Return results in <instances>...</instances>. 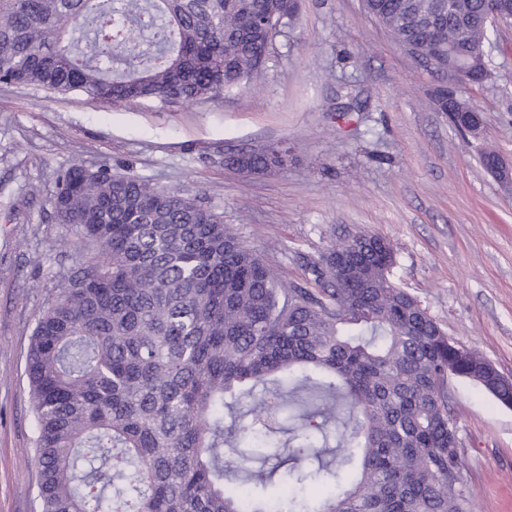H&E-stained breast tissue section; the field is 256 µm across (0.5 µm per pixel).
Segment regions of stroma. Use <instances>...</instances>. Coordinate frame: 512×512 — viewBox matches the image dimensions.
Returning <instances> with one entry per match:
<instances>
[{
    "label": "stroma",
    "mask_w": 512,
    "mask_h": 512,
    "mask_svg": "<svg viewBox=\"0 0 512 512\" xmlns=\"http://www.w3.org/2000/svg\"><path fill=\"white\" fill-rule=\"evenodd\" d=\"M490 38L486 80L461 92L482 114L478 139L438 110L443 78L363 0H297L250 82L188 107L0 83V512H39L26 356L70 264L57 244L79 245L53 209L74 164L196 191L288 282L304 276L300 255L357 230L385 237L394 283L512 377V183L480 161L489 145L512 162V24ZM270 142L291 154L279 171L225 168V154ZM448 390L475 512H512V408L460 378Z\"/></svg>",
    "instance_id": "obj_1"
}]
</instances>
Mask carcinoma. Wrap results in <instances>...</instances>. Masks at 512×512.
Instances as JSON below:
<instances>
[{"instance_id":"1","label":"carcinoma","mask_w":512,"mask_h":512,"mask_svg":"<svg viewBox=\"0 0 512 512\" xmlns=\"http://www.w3.org/2000/svg\"><path fill=\"white\" fill-rule=\"evenodd\" d=\"M364 5L399 44H447L481 84L483 0ZM294 13V0H0V81L192 105L256 75ZM287 162L280 143L233 159L246 173ZM54 213L80 246L27 358L40 512H472L448 377L508 408L512 382L394 284L386 239L359 231L301 257L302 285L188 189L74 164ZM281 414L301 424L276 492L253 463L280 447Z\"/></svg>"}]
</instances>
